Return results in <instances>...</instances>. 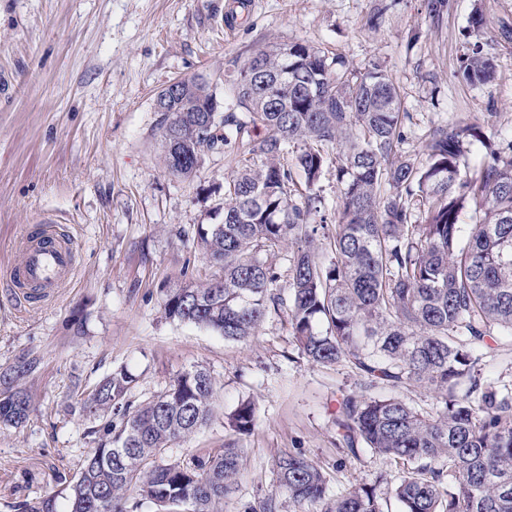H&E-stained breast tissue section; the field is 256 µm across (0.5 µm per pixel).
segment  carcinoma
Segmentation results:
<instances>
[{
	"label": "carcinoma",
	"mask_w": 512,
	"mask_h": 512,
	"mask_svg": "<svg viewBox=\"0 0 512 512\" xmlns=\"http://www.w3.org/2000/svg\"><path fill=\"white\" fill-rule=\"evenodd\" d=\"M486 26L474 8L465 37H479ZM495 67L476 41L460 57L458 75L483 85ZM247 69L267 77L278 110L237 79L220 126L205 125L199 109L218 101L197 78L178 80L179 95L163 109L161 140L174 125L179 137L164 153L173 174L193 176L205 153L221 147L259 160L226 179L224 221L197 226V244L223 276L160 289L165 316L228 340L248 338L276 302L278 276L259 255L293 240L288 318L297 346L311 363H349L363 381L337 400L347 453L359 458L361 442L412 464L390 492L401 512H512V388L482 374L490 342L512 335V143L464 175L468 146L488 147L490 136L476 125H439L429 131L424 159L401 153L400 90L378 65L360 73L296 41L253 52L240 67ZM290 144L299 146L296 166L309 187L322 174L325 147H339L342 189L327 262L310 226L314 197L298 200L281 162ZM468 205L477 221L465 235L458 218ZM405 382L433 387L439 413L368 394ZM134 384L120 368L71 405L101 420L104 439L70 485V512H128L129 491L156 512H219L238 476L240 449L186 464L159 457L206 423L210 374L184 372L135 410L128 400ZM30 411L28 395L0 391V424L18 426ZM254 423V405L241 403L233 427L248 432ZM277 484L291 502L321 504L324 512H383L387 498L380 475L327 502L321 467L292 453L278 460Z\"/></svg>",
	"instance_id": "carcinoma-1"
}]
</instances>
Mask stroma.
Returning a JSON list of instances; mask_svg holds the SVG:
<instances>
[{
  "mask_svg": "<svg viewBox=\"0 0 512 512\" xmlns=\"http://www.w3.org/2000/svg\"><path fill=\"white\" fill-rule=\"evenodd\" d=\"M226 0H0V389L26 391L33 409L22 425H0V512L49 505L70 512L69 486L101 438L92 416L70 403L117 368L137 378L139 406L180 374L206 369L211 414L171 445L166 462H189L220 448L240 451L239 476L220 512H316L277 489L279 457L317 463L328 498L385 476L396 485L403 463L347 455L336 432L342 393L360 378L348 364L314 365L288 320L294 244L262 258L278 275L280 304L243 341L166 319L160 291L206 282L221 269L196 246V227L224 209V179L246 155L206 153L189 179L169 172L154 110L157 94L181 78H202L231 95L233 61L269 43L302 41L341 56L357 71L381 66L397 83L406 117L402 152L423 154L439 124L484 127L512 140V0H445L431 20L427 0H249V17L224 30ZM488 29L480 41L497 64L493 80L471 86L456 76L473 8ZM312 192L320 215L336 221L341 186L335 147L325 149ZM67 227L76 248L72 281L46 304L26 306L5 282L19 259L22 225L41 217ZM28 371L17 372L19 362ZM255 407L251 431L230 417Z\"/></svg>",
  "mask_w": 512,
  "mask_h": 512,
  "instance_id": "stroma-1",
  "label": "stroma"
}]
</instances>
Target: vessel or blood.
Listing matches in <instances>:
<instances>
[{
    "mask_svg": "<svg viewBox=\"0 0 512 512\" xmlns=\"http://www.w3.org/2000/svg\"><path fill=\"white\" fill-rule=\"evenodd\" d=\"M19 244L21 258L6 272L9 284L25 302H45L71 279L75 242L60 226L42 220L22 226Z\"/></svg>",
    "mask_w": 512,
    "mask_h": 512,
    "instance_id": "vessel-or-blood-1",
    "label": "vessel or blood"
}]
</instances>
